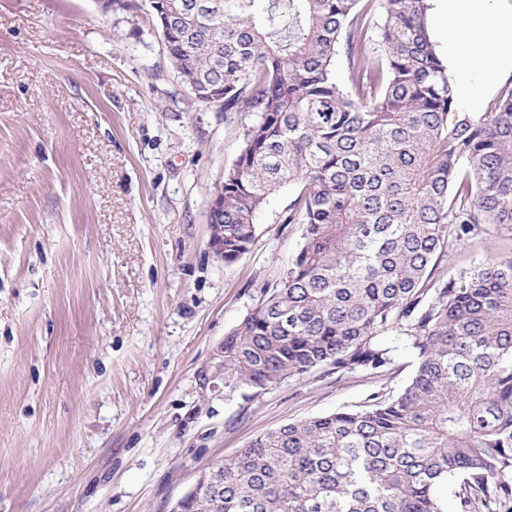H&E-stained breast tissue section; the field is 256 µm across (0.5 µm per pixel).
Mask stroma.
I'll return each instance as SVG.
<instances>
[{"label": "stroma", "mask_w": 512, "mask_h": 512, "mask_svg": "<svg viewBox=\"0 0 512 512\" xmlns=\"http://www.w3.org/2000/svg\"><path fill=\"white\" fill-rule=\"evenodd\" d=\"M251 121L181 83L150 0H0V512H171L256 436L411 377L404 356L225 388V336L303 243L282 190L240 259L211 246ZM489 256L512 258V227L437 271Z\"/></svg>", "instance_id": "stroma-1"}]
</instances>
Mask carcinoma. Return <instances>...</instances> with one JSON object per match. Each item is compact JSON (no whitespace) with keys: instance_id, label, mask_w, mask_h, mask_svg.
I'll return each mask as SVG.
<instances>
[{"instance_id":"1","label":"carcinoma","mask_w":512,"mask_h":512,"mask_svg":"<svg viewBox=\"0 0 512 512\" xmlns=\"http://www.w3.org/2000/svg\"><path fill=\"white\" fill-rule=\"evenodd\" d=\"M200 102L254 116L224 171V262L268 198L304 225L280 287L224 338V386L416 367L396 395L267 432L182 512H486L512 502V258L433 279L512 225V86L465 112L428 0H152ZM342 67L348 83L336 77Z\"/></svg>"}]
</instances>
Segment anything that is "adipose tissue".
<instances>
[{
	"label": "adipose tissue",
	"instance_id": "ef3b65f1",
	"mask_svg": "<svg viewBox=\"0 0 512 512\" xmlns=\"http://www.w3.org/2000/svg\"><path fill=\"white\" fill-rule=\"evenodd\" d=\"M443 21V61L460 102L478 109L512 73V5L507 0H430Z\"/></svg>",
	"mask_w": 512,
	"mask_h": 512
}]
</instances>
